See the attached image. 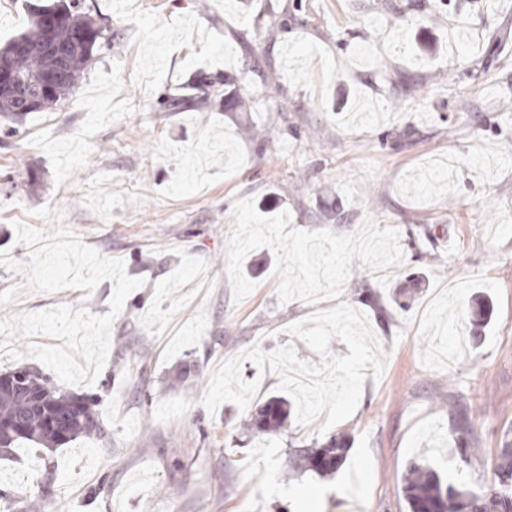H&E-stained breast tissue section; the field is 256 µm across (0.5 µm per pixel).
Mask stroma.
<instances>
[{
	"mask_svg": "<svg viewBox=\"0 0 512 512\" xmlns=\"http://www.w3.org/2000/svg\"><path fill=\"white\" fill-rule=\"evenodd\" d=\"M113 38L57 109L0 132V252L26 260L14 225L64 226L143 285L111 329L94 384L101 433L0 456L10 512H408L403 481L425 460L454 484L494 479L512 435V0H96ZM272 59L251 73L244 108L216 99L182 112L167 98L203 73L235 74L244 48ZM286 211L295 228L399 232L401 264L353 260L338 297L280 303L275 254L243 262L255 290L234 301L227 275L236 200ZM49 207L62 222L35 217ZM0 266V320L57 305L103 315L114 286L23 290ZM390 313L371 328L387 358L353 414L330 428L289 418L277 436H243L247 411L209 412L216 369L251 347L292 346L287 326L364 289ZM487 304L477 336L468 326ZM57 338L14 334L0 373ZM197 376L177 380L184 361ZM470 419L457 453L456 410ZM347 431L341 469L288 473L290 441ZM244 437V436H243Z\"/></svg>",
	"mask_w": 512,
	"mask_h": 512,
	"instance_id": "obj_1",
	"label": "stroma"
}]
</instances>
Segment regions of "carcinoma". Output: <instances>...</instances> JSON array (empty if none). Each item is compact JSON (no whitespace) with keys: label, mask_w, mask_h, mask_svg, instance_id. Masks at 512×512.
Returning a JSON list of instances; mask_svg holds the SVG:
<instances>
[{"label":"carcinoma","mask_w":512,"mask_h":512,"mask_svg":"<svg viewBox=\"0 0 512 512\" xmlns=\"http://www.w3.org/2000/svg\"><path fill=\"white\" fill-rule=\"evenodd\" d=\"M64 10L67 18L55 29L57 43L69 48L64 61V77L46 94L39 91L38 77L58 65L54 55L41 49L44 42L46 15ZM99 22L93 8L68 2L39 6L30 13L27 29L0 46V60L11 64L16 74L27 80L26 87L35 95L37 105L29 110L21 100L8 92L0 93V116L23 118L31 112H45L62 104L89 64L101 39L88 43L83 34L98 33ZM238 76H201L192 89L194 96L171 97L166 108L177 112L197 100L211 97L224 101V110L233 111L244 102L247 72ZM370 306L377 321L385 324L389 313L379 296L370 293L361 298ZM6 382H0V420L18 422L23 432L0 433V449H12L26 442L42 448H57L81 437L101 431L96 404L87 396H79L56 387L52 380L27 367L4 373ZM52 414L65 421L67 437L60 439L46 425V416ZM290 403L281 396H272L251 415L247 430L254 436L271 437L288 426ZM351 445V435L336 433L319 442L291 449L288 468L292 472H312L326 475L337 472L343 465ZM496 479L489 486L477 490L464 484L444 482L428 464L413 463L404 479V497L409 512H512V441L505 440L498 449L495 463Z\"/></svg>","instance_id":"obj_1"}]
</instances>
